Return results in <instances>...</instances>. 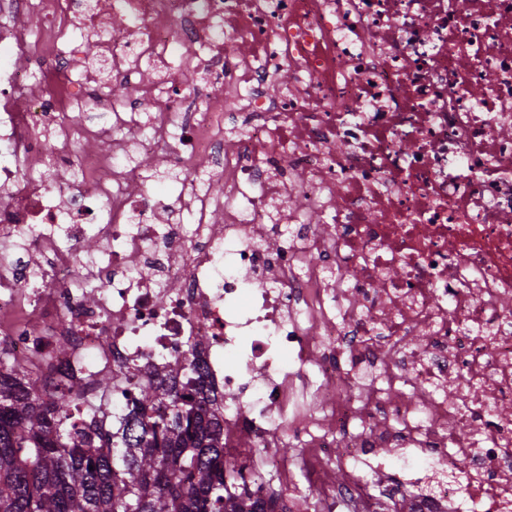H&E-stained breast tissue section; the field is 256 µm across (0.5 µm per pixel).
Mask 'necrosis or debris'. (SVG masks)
I'll use <instances>...</instances> for the list:
<instances>
[{
    "label": "necrosis or debris",
    "instance_id": "obj_1",
    "mask_svg": "<svg viewBox=\"0 0 512 512\" xmlns=\"http://www.w3.org/2000/svg\"><path fill=\"white\" fill-rule=\"evenodd\" d=\"M0 337L115 410L198 360L244 512H512V0H0ZM139 161L143 167L142 174L146 177V188L149 192L159 194L164 190L174 189L177 186V182L175 180H170L168 177H162L164 174H157L154 171V165L159 163L160 171L168 172V151L166 149L163 148L151 155L144 156L140 158Z\"/></svg>",
    "mask_w": 512,
    "mask_h": 512
}]
</instances>
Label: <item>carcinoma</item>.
Instances as JSON below:
<instances>
[{
  "label": "carcinoma",
  "instance_id": "carcinoma-1",
  "mask_svg": "<svg viewBox=\"0 0 512 512\" xmlns=\"http://www.w3.org/2000/svg\"><path fill=\"white\" fill-rule=\"evenodd\" d=\"M154 375L121 412L85 400L78 427L82 387L47 401L1 349L0 512H242L226 487L237 475L224 414L206 396L180 401L166 369Z\"/></svg>",
  "mask_w": 512,
  "mask_h": 512
}]
</instances>
